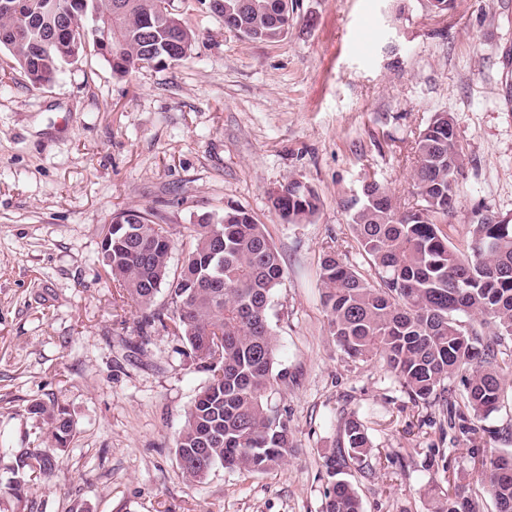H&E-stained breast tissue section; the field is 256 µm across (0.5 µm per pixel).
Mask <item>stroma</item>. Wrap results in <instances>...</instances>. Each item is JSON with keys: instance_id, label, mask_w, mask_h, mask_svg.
Returning <instances> with one entry per match:
<instances>
[{"instance_id": "stroma-1", "label": "stroma", "mask_w": 512, "mask_h": 512, "mask_svg": "<svg viewBox=\"0 0 512 512\" xmlns=\"http://www.w3.org/2000/svg\"><path fill=\"white\" fill-rule=\"evenodd\" d=\"M292 2L287 37L253 42L182 0L191 57L125 77L90 46L36 87L0 51V512H321L324 458L350 413L375 448L348 475L362 512H434L449 476L494 512L477 470L512 449V388L478 422L413 401L382 362L329 335L321 262L336 251L376 281L342 202L375 180L413 205L415 139L437 112L465 158L453 243L476 212L512 216V0H455L440 15L427 0ZM291 177L321 197L312 223L270 208ZM230 204L264 224L285 270L269 317L294 379L268 403L295 452L266 473L218 465L193 485L175 438L207 374L163 328L139 337L141 312L100 244L119 211L148 210L175 240L176 272L199 216ZM49 399L73 422L68 445L8 494L18 454L45 438L31 406Z\"/></svg>"}]
</instances>
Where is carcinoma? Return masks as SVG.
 <instances>
[{"instance_id":"obj_1","label":"carcinoma","mask_w":512,"mask_h":512,"mask_svg":"<svg viewBox=\"0 0 512 512\" xmlns=\"http://www.w3.org/2000/svg\"><path fill=\"white\" fill-rule=\"evenodd\" d=\"M0 11V49L13 68L35 85L54 82L63 67L93 43L112 70L126 76L139 63L158 66L188 58L195 32L165 0H11ZM224 26L252 41L285 38L282 0H215ZM64 22L68 50L48 41ZM412 181L418 203L401 209L376 181L344 203L361 250L378 270L372 284L334 253L322 260V303L329 333L352 358L383 361L415 401L446 407L450 421L477 419L499 410L512 372V219L492 211L475 214L466 247L444 226L455 214L462 151L453 117L435 113L415 141ZM283 195L270 198L288 224L310 223L322 201L307 183L290 179ZM193 245L181 270L170 271L173 240L143 211L136 224L109 229L102 262L115 287L143 316L141 338L155 325L184 342L205 363L207 380L186 411L175 453L186 480L200 483L221 464L242 473L277 469L294 452L288 420L268 405L275 385L288 381L277 358L269 319L270 298L284 278L278 252L264 225L245 208L229 207L193 225ZM167 290L170 312L154 309ZM460 380L462 393L452 384ZM47 424L49 447L23 451L17 467L39 479L54 454L67 446L73 423L58 403H37ZM373 446L362 421L344 416L325 466L334 481L322 512H362L347 479ZM481 482L496 512H512V450L481 461ZM437 512H483L457 488L443 493Z\"/></svg>"}]
</instances>
